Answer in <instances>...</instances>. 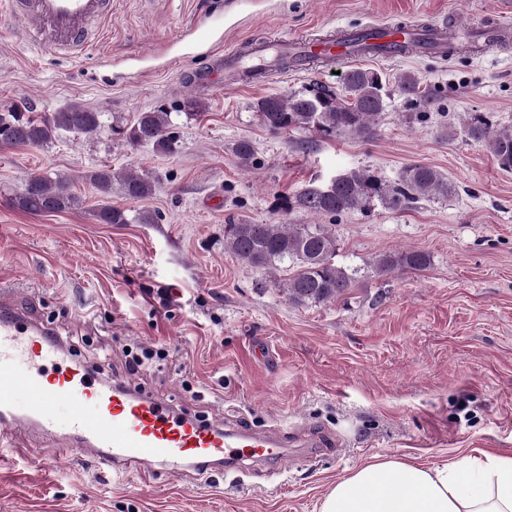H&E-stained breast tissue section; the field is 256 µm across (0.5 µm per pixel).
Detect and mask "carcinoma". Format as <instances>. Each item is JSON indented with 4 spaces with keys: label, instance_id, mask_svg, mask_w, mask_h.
Masks as SVG:
<instances>
[{
    "label": "carcinoma",
    "instance_id": "1",
    "mask_svg": "<svg viewBox=\"0 0 512 512\" xmlns=\"http://www.w3.org/2000/svg\"><path fill=\"white\" fill-rule=\"evenodd\" d=\"M399 89L416 107L428 104L430 94L420 87L417 77H400ZM386 82L373 70H353L341 92L325 88L300 91L286 96L269 95L254 103L261 123L271 132L316 131L323 137L350 134L369 140L377 135L381 116L387 107ZM105 128L104 113L71 104L56 112L0 113V148L42 146L64 133L84 137L98 135ZM131 145L150 144L159 154H172L178 135L171 112L160 106L137 113L129 126L112 129ZM462 133L473 142L485 145L500 169L512 171V130H496L485 114L473 112L463 122ZM103 194L112 193V170L98 169L85 174ZM121 190L133 200L152 194L154 181L146 174L125 172L119 175ZM454 186L432 167L414 164L406 167L399 179L389 183L368 171L340 173L325 186H309L300 193L280 199L284 211H306L315 215L340 216L364 211L379 203L400 211L419 196L446 198ZM69 189V180L33 173L23 192L13 198V206L28 213L61 212L78 206ZM102 224H153L150 213L130 211L105 204L97 208ZM224 249L242 263L264 268L271 273L288 265L291 274L280 284L288 301L294 304L333 302L348 293L354 274L336 265V236L326 224H226ZM431 264L430 255L406 249L378 255L373 268L378 275L420 272Z\"/></svg>",
    "mask_w": 512,
    "mask_h": 512
}]
</instances>
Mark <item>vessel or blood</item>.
Returning a JSON list of instances; mask_svg holds the SVG:
<instances>
[{
    "label": "vessel or blood",
    "mask_w": 512,
    "mask_h": 512,
    "mask_svg": "<svg viewBox=\"0 0 512 512\" xmlns=\"http://www.w3.org/2000/svg\"><path fill=\"white\" fill-rule=\"evenodd\" d=\"M6 2L8 10H20L22 31L36 30L47 52L76 47L89 25L112 8V0ZM511 30L510 23L487 20L469 38L483 46L499 42ZM351 35L348 41L280 35L258 43L249 57L233 48L200 81L209 90L243 86L249 82L246 70L270 65L282 55L294 67L306 68L324 59H398L429 49L442 52L448 25L436 22L424 33L402 22L370 23ZM50 333L45 323L0 295L1 448L15 450L19 439L38 433L60 449H78L116 476L240 472L250 463L283 458L286 443L279 432L205 422L125 383L97 382L81 365L63 366L64 355ZM62 402L70 413L61 424L55 409Z\"/></svg>",
    "instance_id": "vessel-or-blood-1"
}]
</instances>
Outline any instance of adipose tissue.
<instances>
[{
  "label": "adipose tissue",
  "mask_w": 512,
  "mask_h": 512,
  "mask_svg": "<svg viewBox=\"0 0 512 512\" xmlns=\"http://www.w3.org/2000/svg\"><path fill=\"white\" fill-rule=\"evenodd\" d=\"M320 512H512V453L434 467L374 461L336 481Z\"/></svg>",
  "instance_id": "ef3b65f1"
}]
</instances>
